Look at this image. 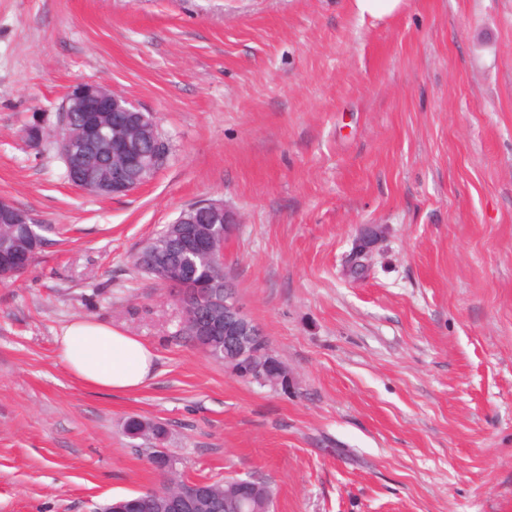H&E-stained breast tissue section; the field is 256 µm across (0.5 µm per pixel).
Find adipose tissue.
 Masks as SVG:
<instances>
[{
  "instance_id": "obj_1",
  "label": "adipose tissue",
  "mask_w": 512,
  "mask_h": 512,
  "mask_svg": "<svg viewBox=\"0 0 512 512\" xmlns=\"http://www.w3.org/2000/svg\"><path fill=\"white\" fill-rule=\"evenodd\" d=\"M55 343L69 378L89 388L132 393L155 375L157 355L149 344L97 319H74Z\"/></svg>"
}]
</instances>
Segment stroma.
<instances>
[{"instance_id": "35a3bbf8", "label": "stroma", "mask_w": 512, "mask_h": 512, "mask_svg": "<svg viewBox=\"0 0 512 512\" xmlns=\"http://www.w3.org/2000/svg\"><path fill=\"white\" fill-rule=\"evenodd\" d=\"M89 82L171 145L124 196L22 136ZM0 199L47 240L0 283V512L158 488L155 447L189 480L269 482L273 512H512V0L382 21L351 0H0ZM202 199L237 219L224 267L286 385L184 341L174 294L134 265ZM78 317L153 346L154 378L69 379L55 337ZM373 239L365 233L362 240L359 241L357 244L358 251L360 252L361 256L366 259V263L369 264V260L371 258L372 248L373 245ZM363 258H360L356 254V247L351 250V252L348 254L347 259V265H348V273L347 275L350 276L353 279H359L365 276L366 272L368 271L366 266L362 263L364 260Z\"/></svg>"}]
</instances>
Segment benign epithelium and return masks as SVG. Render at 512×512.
<instances>
[{"instance_id":"benign-epithelium-1","label":"benign epithelium","mask_w":512,"mask_h":512,"mask_svg":"<svg viewBox=\"0 0 512 512\" xmlns=\"http://www.w3.org/2000/svg\"><path fill=\"white\" fill-rule=\"evenodd\" d=\"M62 112H108L112 116V177L97 179L88 167L94 152V144L86 136L69 134L65 122L55 127L56 139L61 146L63 158L73 172L75 186L92 193L107 196L129 194L144 184L140 176L154 169L158 164L157 150L164 143V137L152 113L137 106L127 97L112 91V88L98 84H79L66 95L60 107ZM200 211L211 223L212 232L203 238L188 230L184 233L182 246L188 252L196 250L216 251L218 242L233 231L236 219L220 201L202 199L189 208ZM0 215L9 218L13 224H29L31 218L20 208L7 200H0ZM197 276V267L186 263L178 267L175 283L179 287V305L188 311L194 329L201 340L209 344L215 337L224 338L225 361L242 372L258 377L271 384H284L285 376H277V361L273 356L264 357L259 352L245 348L244 339L260 336L262 331L244 311L236 296L224 298V308L214 291L205 293L191 291L187 286ZM207 491L200 486L188 485L179 491L166 495L168 512H199L205 507ZM148 499L128 496L118 499L109 506V512H135L148 508Z\"/></svg>"}]
</instances>
